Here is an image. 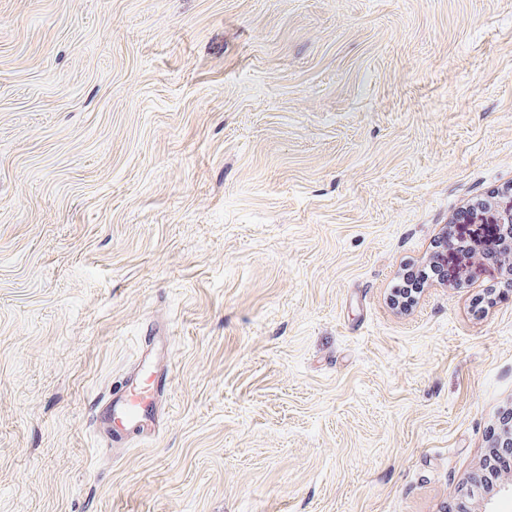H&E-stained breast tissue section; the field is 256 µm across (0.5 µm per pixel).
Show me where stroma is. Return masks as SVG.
Here are the masks:
<instances>
[{"instance_id":"obj_1","label":"stroma","mask_w":512,"mask_h":512,"mask_svg":"<svg viewBox=\"0 0 512 512\" xmlns=\"http://www.w3.org/2000/svg\"><path fill=\"white\" fill-rule=\"evenodd\" d=\"M511 185L512 0H0V512H458L512 291L390 298ZM159 339L160 336H153L151 343L147 344L145 356L140 358L136 369L127 376L120 390L103 398L94 407L93 423L106 450L113 454L121 450L126 442L113 434L116 431L114 427L144 428V419L149 420L147 413L153 410L158 398L166 395L171 386V368L153 355ZM145 377L151 379L148 389L141 384Z\"/></svg>"}]
</instances>
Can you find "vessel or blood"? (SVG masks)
<instances>
[{"label":"vessel or blood","mask_w":512,"mask_h":512,"mask_svg":"<svg viewBox=\"0 0 512 512\" xmlns=\"http://www.w3.org/2000/svg\"><path fill=\"white\" fill-rule=\"evenodd\" d=\"M170 386L169 365L153 353L142 356L120 390L103 398L93 410V423L104 445L111 452H118L124 441L115 436V428L141 426L148 412L152 411L160 396L167 394Z\"/></svg>","instance_id":"obj_1"}]
</instances>
